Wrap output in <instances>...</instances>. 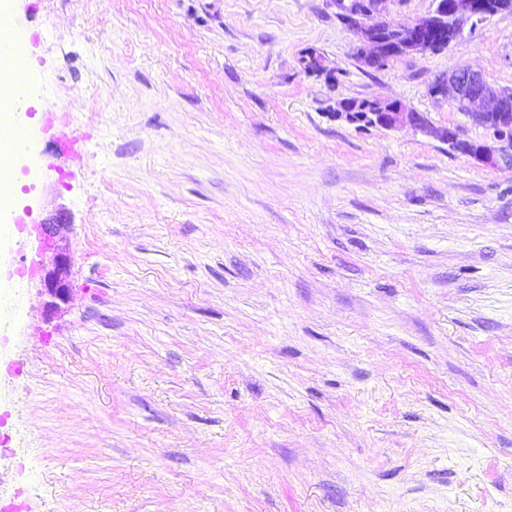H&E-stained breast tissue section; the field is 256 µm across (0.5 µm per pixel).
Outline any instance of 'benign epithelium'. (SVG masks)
Segmentation results:
<instances>
[{"instance_id":"obj_1","label":"benign epithelium","mask_w":512,"mask_h":512,"mask_svg":"<svg viewBox=\"0 0 512 512\" xmlns=\"http://www.w3.org/2000/svg\"><path fill=\"white\" fill-rule=\"evenodd\" d=\"M385 0H331L336 17L359 37V60L370 68H379L403 56H426L441 51L476 23L512 7V0H434L435 7L426 17L400 23L383 14ZM307 74L322 73V56L308 51L300 60ZM435 97L448 98L474 125L489 133L487 139L466 137L458 127H435L420 112L400 99L372 102L373 111L364 118L365 127L399 130L410 127L423 135L448 144V149L467 156L492 169L512 170V90L496 89L483 76L459 65L431 87ZM356 101L346 98L336 102L329 116L338 122L355 125L352 109ZM67 258L56 255L55 269L45 277V289L61 299L67 293L64 280Z\"/></svg>"}]
</instances>
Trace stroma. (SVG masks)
Here are the masks:
<instances>
[{
	"instance_id": "1",
	"label": "stroma",
	"mask_w": 512,
	"mask_h": 512,
	"mask_svg": "<svg viewBox=\"0 0 512 512\" xmlns=\"http://www.w3.org/2000/svg\"><path fill=\"white\" fill-rule=\"evenodd\" d=\"M5 2L33 68L0 74L39 93L0 508L512 512V170L329 116L398 98L484 138L430 87L512 89V12L370 69L330 0ZM67 258L63 253L56 255L55 269L45 277V289L54 297L62 299L67 293V284L64 280Z\"/></svg>"
}]
</instances>
